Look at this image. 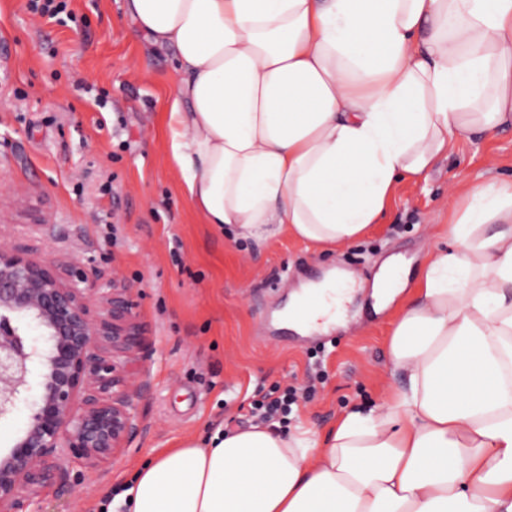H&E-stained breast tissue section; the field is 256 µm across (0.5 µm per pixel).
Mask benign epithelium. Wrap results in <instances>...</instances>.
Wrapping results in <instances>:
<instances>
[{
  "mask_svg": "<svg viewBox=\"0 0 512 512\" xmlns=\"http://www.w3.org/2000/svg\"><path fill=\"white\" fill-rule=\"evenodd\" d=\"M136 304L92 278L0 240V421L26 409L24 430L0 453V512H49L45 491L71 483L139 433L126 364L141 359Z\"/></svg>",
  "mask_w": 512,
  "mask_h": 512,
  "instance_id": "7a95c632",
  "label": "benign epithelium"
}]
</instances>
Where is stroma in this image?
Masks as SVG:
<instances>
[{
	"mask_svg": "<svg viewBox=\"0 0 512 512\" xmlns=\"http://www.w3.org/2000/svg\"><path fill=\"white\" fill-rule=\"evenodd\" d=\"M69 8L75 20L61 25L27 0H0V233L60 267L81 258L137 304L141 431L92 478L47 493L50 512H104L153 449L252 425L250 404L272 384L314 382L296 413L320 432L401 387L389 339L430 251L448 242L449 190L512 180V128L458 136L427 178L398 179L378 222L343 248L238 239L204 223L182 192L165 119L172 52L136 33L124 0ZM398 254L405 289L378 307L374 278ZM336 268L359 282L338 323L312 335L279 323L293 290Z\"/></svg>",
	"mask_w": 512,
	"mask_h": 512,
	"instance_id": "1",
	"label": "stroma"
}]
</instances>
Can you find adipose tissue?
Returning <instances> with one entry per match:
<instances>
[{"label": "adipose tissue", "instance_id": "obj_1", "mask_svg": "<svg viewBox=\"0 0 512 512\" xmlns=\"http://www.w3.org/2000/svg\"><path fill=\"white\" fill-rule=\"evenodd\" d=\"M179 83L170 150L206 223L339 249L456 135L512 126V0H125ZM389 340L407 381L326 434L153 452L131 512H512V181L459 193Z\"/></svg>", "mask_w": 512, "mask_h": 512}]
</instances>
